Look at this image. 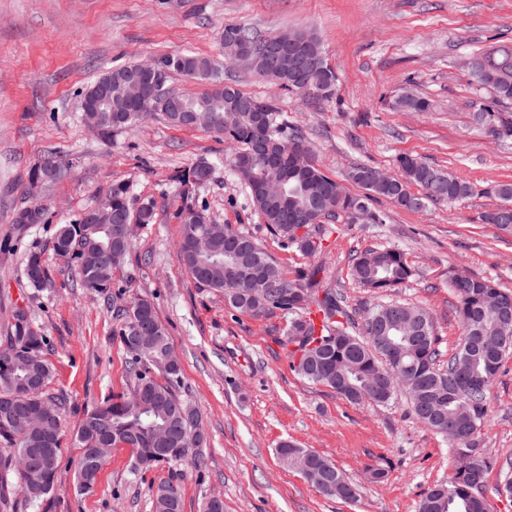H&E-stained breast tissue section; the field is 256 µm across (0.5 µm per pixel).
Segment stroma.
Instances as JSON below:
<instances>
[{"label": "stroma", "instance_id": "obj_1", "mask_svg": "<svg viewBox=\"0 0 512 512\" xmlns=\"http://www.w3.org/2000/svg\"><path fill=\"white\" fill-rule=\"evenodd\" d=\"M229 24L263 34L316 33L336 73L335 96L308 105L229 62L220 39ZM501 46L512 47V0H0V333L18 307L43 329L55 366L46 392L68 398L66 431L76 428L86 406L129 390L110 306L73 285L52 250L57 225L93 206L113 183H128L136 202L155 203V218L137 228L136 261L115 271L113 283L153 302L181 362L179 392L200 412L207 435L198 463L143 475L131 472L130 449H113L95 494L85 498L74 491L79 450L65 445L55 495L31 512H153L151 486L169 478L181 488L183 512H200L208 497L221 498L224 512H416L423 493L452 474L447 439L421 424L405 399L354 405L301 379L288 366L284 317L233 311L222 294L198 286L178 254L175 177L214 163L212 181L195 192L213 222L257 235L287 276L321 265L326 284L359 314L382 297L351 278L350 256L400 250L414 275L397 298L432 312L438 362L446 364L462 332L454 274L491 278L512 291V234L480 220L498 204L490 187L512 182V141H493L473 122L488 96L461 66L463 58ZM184 53L210 58L226 84L273 99L305 130L320 167L351 194L361 192L347 180L352 167L391 172L403 154L466 178L475 194L418 210L381 199L372 204L386 217L379 228L341 217L315 258L282 249L232 174L229 143L158 115L107 139L85 121L81 94L103 74ZM407 91L428 99L429 110L398 108ZM50 152L73 165L61 180L30 193L27 172ZM33 199L46 205L50 222L20 231L13 212ZM34 243L51 272L50 287L41 291L22 275ZM487 402L484 446L494 464L483 490L494 512H512V501L497 494L512 478V355ZM286 439L335 463L358 485V500L325 497L284 469L276 448ZM373 465L385 469L383 481H371Z\"/></svg>", "mask_w": 512, "mask_h": 512}]
</instances>
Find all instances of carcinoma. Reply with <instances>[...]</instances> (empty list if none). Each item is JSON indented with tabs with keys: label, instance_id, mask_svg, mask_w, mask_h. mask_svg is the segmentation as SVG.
<instances>
[{
	"label": "carcinoma",
	"instance_id": "obj_1",
	"mask_svg": "<svg viewBox=\"0 0 512 512\" xmlns=\"http://www.w3.org/2000/svg\"><path fill=\"white\" fill-rule=\"evenodd\" d=\"M244 34L261 39L253 28L241 24L224 26L222 41L229 61L239 55L229 40ZM479 68L470 75L492 101L479 107L474 120L486 125L488 117L512 129V113L498 106L512 102V49L506 46L477 57ZM159 77L167 81L171 71L209 83L201 94L189 96L167 90L186 109L211 111L208 131L230 141V166L247 188L251 206L263 218L268 232L281 247L294 249L306 257L323 250L329 237L328 220L336 210L354 212V205L386 199L396 206L414 210L428 202L459 203L471 198L474 185L455 173L411 155L397 159L393 182L369 179L373 167L358 165L348 178L365 190L349 194L344 185L325 173L317 162L309 167L272 166L266 155L253 150L259 139L269 141L270 149L286 152L297 144L308 145L303 133L288 121L269 100L247 95L232 85L212 80L208 58L197 54L166 57L158 62ZM137 64L115 68L102 78L112 79V102L124 98L127 75ZM268 80L308 99L307 91L322 92L327 101L336 93V75L329 64L311 76L309 89L288 80V74L272 72ZM157 112L175 127H187L185 112H166L153 101L125 105L120 112L92 114L95 129L108 137L112 131L129 129L143 115ZM213 165L200 162L176 176L182 187V204L175 218L182 224L178 251L188 274L204 288L224 295L233 309L252 316L279 313L288 318L284 336L289 367L300 378L332 389L352 404L387 405L400 396L392 389L384 396H371L376 373L407 372L419 379L421 390L406 394L415 418L437 433L448 436L463 427L469 439L450 443L453 474L446 482L428 488L417 512H492L483 492L484 479L492 460L483 448L482 428L488 418L487 392L502 362L512 353V314L497 313L498 304L512 309V292L488 278L459 274L452 281L456 313L462 337L446 368L437 364L438 348L431 312L403 301H388L370 308L357 322L344 295L323 285V267L311 265L287 277L278 261L258 242L255 235L229 224L224 232L213 234L206 209L197 205L193 192L212 180ZM287 182L286 195L272 192L268 182ZM423 190L418 196L410 187ZM491 192L500 204L480 216L484 224L512 229V183L494 185ZM112 208V223L92 224L79 215L57 229L52 249L69 269L72 280L86 292L110 300L112 273L129 263L133 238L117 231L123 217H135L140 224L154 220L155 206L147 203L132 207L129 186L112 184L101 198ZM12 223L24 231L49 223L48 209L35 203L18 208ZM350 274L362 287L387 295L406 284L413 269L396 249L366 250L350 260ZM23 275L37 291L50 285V274L42 251L28 250ZM320 317L315 328L311 315ZM112 335L123 345L134 376L127 393L105 397L87 408L74 434L80 449L75 464V489L79 496L95 492L98 476L114 448L131 450L134 473H145L163 465H180L189 458L203 456L207 437L193 406L181 398L182 368L171 359L172 348L165 325L153 303L132 297L113 309ZM48 342L42 328L34 325L25 309H15L6 335L0 336V512H18L19 504L5 495L17 483L24 503L39 506L55 492L62 443L64 408L67 400L46 395L54 374L47 357ZM39 402L54 415L56 436L44 440L23 429L19 408ZM280 463L294 470L301 460H309L313 476L306 477L328 498L350 501L349 479L323 455L302 448L291 440L279 443ZM153 512H182L179 486L167 479L151 486Z\"/></svg>",
	"mask_w": 512,
	"mask_h": 512
}]
</instances>
